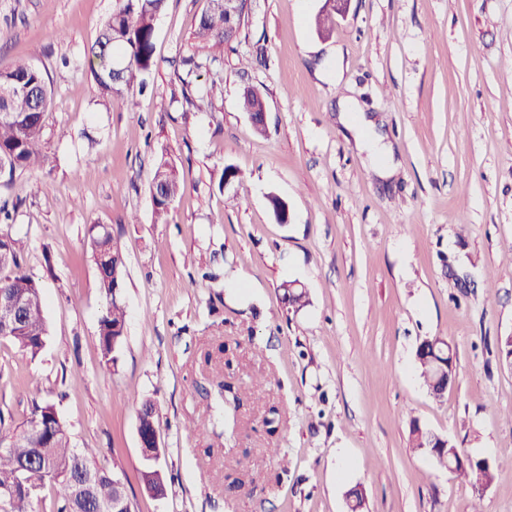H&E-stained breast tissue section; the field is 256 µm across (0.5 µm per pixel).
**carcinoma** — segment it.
<instances>
[{
  "label": "carcinoma",
  "mask_w": 512,
  "mask_h": 512,
  "mask_svg": "<svg viewBox=\"0 0 512 512\" xmlns=\"http://www.w3.org/2000/svg\"><path fill=\"white\" fill-rule=\"evenodd\" d=\"M166 7V0H114L112 13L101 26L96 46L91 50L89 68L99 95L105 99L124 90L132 91L146 86L145 76L152 72L158 61L155 57V22ZM245 13L239 12L230 18L224 14V0H208V8L199 16L194 31L195 50L186 59L191 68H200L202 62L211 58L210 49L221 44L240 30ZM24 86V94H9L0 99V162L6 166V174L13 176L18 170H33L42 167L45 158L40 150L44 113L49 101V89L44 73L28 62H17L11 68L0 71V89ZM243 111L261 112L264 98L258 92L246 90L242 96ZM185 186L179 179L174 166L164 157L160 158L153 170L151 193L155 213L167 212L170 204L184 192ZM90 245L93 260L99 267V288L108 301L99 318V343L105 364H116V349L122 343L125 331V307L112 299V289L124 285L125 260L114 244L112 233L90 229ZM20 240L8 234H0V254L5 257L4 265L11 273L0 277V290L25 301L26 307L19 325L6 339L19 348L36 356L44 347L48 336L45 306L40 284L23 270L19 264ZM424 353L418 355V367L429 393L441 399L449 386L447 377L454 374L451 359H443L450 346L438 337L423 341ZM55 410L54 405L35 406L32 417L49 418L51 433L47 439H34L22 428L13 437L7 448H0V489L12 488L14 492L4 502L10 512H34L38 496L30 494L20 482L19 466L32 462L30 480L42 485L54 483L58 496L56 512H96V504L110 503L117 497L123 498L125 512H132L131 500L126 487L112 485V475L117 469L97 467L90 457L94 449L78 450L70 447L65 425L60 417L50 416L47 411ZM412 447L426 452L432 444L435 462L442 467L459 458L460 451L449 439L434 440L429 431L418 423L411 425ZM452 475L469 483L475 493V500L482 499L480 487L489 486L495 478L491 465L480 462L459 464ZM92 478L85 494L78 493L75 480ZM142 488H150L158 495L166 494V478L161 468H145L140 471Z\"/></svg>",
  "instance_id": "obj_1"
}]
</instances>
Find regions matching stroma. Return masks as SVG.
Returning a JSON list of instances; mask_svg holds the SVG:
<instances>
[{"mask_svg": "<svg viewBox=\"0 0 512 512\" xmlns=\"http://www.w3.org/2000/svg\"><path fill=\"white\" fill-rule=\"evenodd\" d=\"M324 5L251 0L237 39L190 72L208 0H167L159 65L129 110L96 97L88 68L113 0H0V69L30 61L50 89L44 167L0 177V233L24 242L49 325L35 356L0 340V448L49 402L72 447L124 471L132 512H349L356 485L363 512H470L471 487L411 448L416 422L493 463L483 510L512 512V369L497 352L512 335V0H351L327 32ZM248 88L265 130L240 107ZM348 97L391 148L390 178L339 122ZM160 156L185 185L161 217ZM93 224L126 263L110 367ZM289 283L308 293L301 310ZM435 336L455 370L440 401L416 360ZM146 399L162 499L139 482Z\"/></svg>", "mask_w": 512, "mask_h": 512, "instance_id": "1", "label": "stroma"}]
</instances>
